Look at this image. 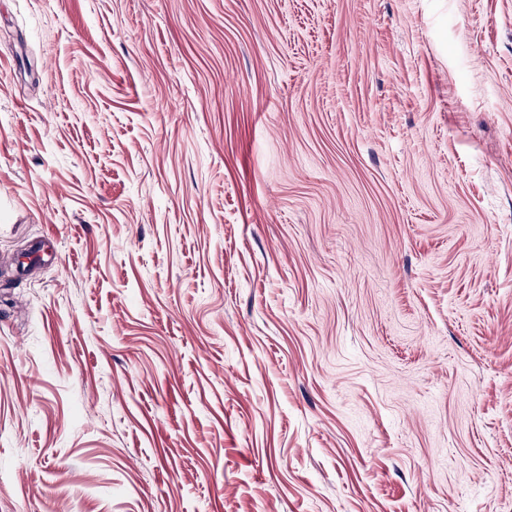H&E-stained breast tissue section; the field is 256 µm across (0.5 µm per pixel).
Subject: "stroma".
<instances>
[{
  "mask_svg": "<svg viewBox=\"0 0 512 512\" xmlns=\"http://www.w3.org/2000/svg\"><path fill=\"white\" fill-rule=\"evenodd\" d=\"M0 512H512V0H0Z\"/></svg>",
  "mask_w": 512,
  "mask_h": 512,
  "instance_id": "obj_1",
  "label": "stroma"
}]
</instances>
